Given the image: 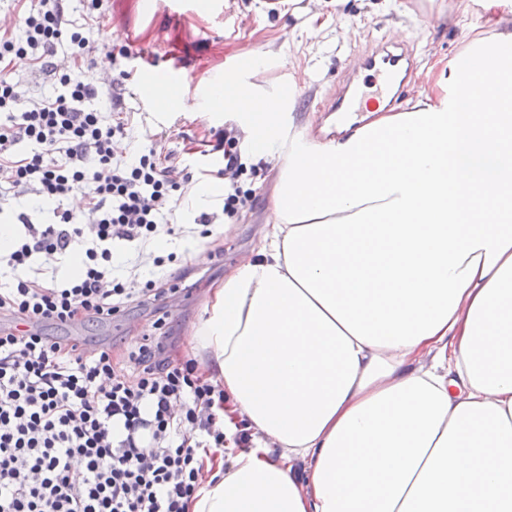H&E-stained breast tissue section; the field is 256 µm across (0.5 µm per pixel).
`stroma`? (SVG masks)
Masks as SVG:
<instances>
[{"label":"stroma","mask_w":512,"mask_h":512,"mask_svg":"<svg viewBox=\"0 0 512 512\" xmlns=\"http://www.w3.org/2000/svg\"><path fill=\"white\" fill-rule=\"evenodd\" d=\"M453 5L454 0H329L322 16L327 35L317 44L306 36L307 0H283L277 8L267 0H109L105 13L91 23L81 0H68L66 8L75 26H88L92 44L107 42L115 50L125 46L142 52L126 66L124 109L132 114L133 128L121 145L123 152L136 154L148 149L156 135H165L167 151L190 167L192 183L198 186L207 183L209 171L224 165L221 153L207 151V140L234 122L225 114L216 118L206 112L157 111L142 97L146 60H154L158 68L181 72L183 79L174 90L190 97L200 93V79L237 73L242 53L273 50L279 57L277 68L258 73L255 81L265 87L287 83L294 65H301L304 74L295 90L292 113L298 126L307 113L324 111L345 78H352L365 99H375V79L361 69V58L372 47L394 41L391 27L396 23L402 27V36L395 41L417 60L419 73L405 93L406 99L416 98L424 85L422 72L430 54L454 58L480 17L476 8L468 16L448 20L446 13ZM116 29L123 34L118 42L112 38ZM240 149L243 171L237 180L253 189V202L230 221L222 203L206 210L214 225L232 222L229 235L201 237V212L182 198L174 214L177 234L157 236L143 246L116 248L123 260L116 270L121 277L152 279L161 286L184 280L186 288L171 297L169 312V341L173 356L179 358H192L187 329L202 316L203 300L211 288L220 285L225 272L255 249L271 204L275 172L257 164L250 143L241 142ZM200 247L206 259L198 263L193 252ZM170 253L176 254V262H167ZM158 256L164 257L163 266L155 265ZM153 320V306L133 304L107 322L47 325L43 331L50 336L76 337L95 347L109 346L118 354L137 336L149 332Z\"/></svg>","instance_id":"stroma-1"}]
</instances>
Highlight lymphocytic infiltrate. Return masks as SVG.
<instances>
[{"mask_svg": "<svg viewBox=\"0 0 512 512\" xmlns=\"http://www.w3.org/2000/svg\"><path fill=\"white\" fill-rule=\"evenodd\" d=\"M16 2L24 38L0 33V215L24 233L0 256L13 274L0 287V512H185L200 487L199 451L224 445L215 410L223 388L195 362L172 361L147 334L124 351L120 368L111 349L84 355L41 328L109 320L131 304L164 300L155 281L114 277L112 249L173 234L175 194L191 175L154 146L132 162L118 153L131 127L120 113V78L72 81L70 68L87 63L91 48L63 0ZM64 43L72 52L61 60ZM22 58L56 74L61 92L25 99L13 78ZM105 93L119 113L112 121L89 106ZM23 142L30 152L18 151ZM30 194L53 203L51 222L16 209ZM75 194L84 200L78 214L64 206ZM80 242V276L36 272L35 262L61 260Z\"/></svg>", "mask_w": 512, "mask_h": 512, "instance_id": "1", "label": "lymphocytic infiltrate"}]
</instances>
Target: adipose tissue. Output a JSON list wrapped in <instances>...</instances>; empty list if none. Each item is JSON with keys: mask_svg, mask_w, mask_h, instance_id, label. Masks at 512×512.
I'll list each match as a JSON object with an SVG mask.
<instances>
[{"mask_svg": "<svg viewBox=\"0 0 512 512\" xmlns=\"http://www.w3.org/2000/svg\"><path fill=\"white\" fill-rule=\"evenodd\" d=\"M481 7L402 112L296 131L272 51L226 77L277 177L189 331L224 445L186 512H512V0Z\"/></svg>", "mask_w": 512, "mask_h": 512, "instance_id": "adipose-tissue-1", "label": "adipose tissue"}]
</instances>
